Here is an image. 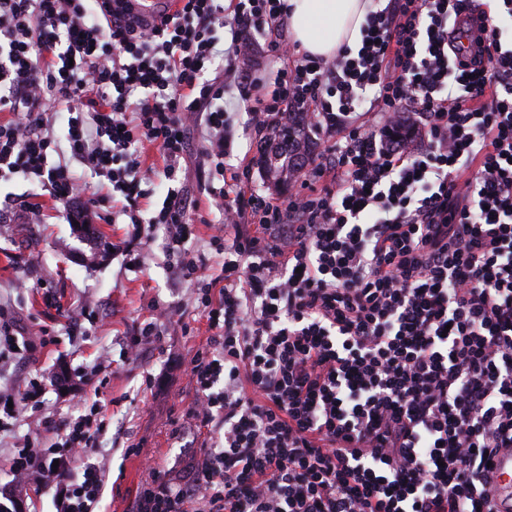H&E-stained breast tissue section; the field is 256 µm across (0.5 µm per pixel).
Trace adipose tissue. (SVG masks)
Wrapping results in <instances>:
<instances>
[{
	"label": "adipose tissue",
	"instance_id": "adipose-tissue-1",
	"mask_svg": "<svg viewBox=\"0 0 512 512\" xmlns=\"http://www.w3.org/2000/svg\"><path fill=\"white\" fill-rule=\"evenodd\" d=\"M291 35L311 57L356 48L370 0H286Z\"/></svg>",
	"mask_w": 512,
	"mask_h": 512
}]
</instances>
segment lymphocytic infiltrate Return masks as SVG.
Listing matches in <instances>:
<instances>
[{
	"label": "lymphocytic infiltrate",
	"mask_w": 512,
	"mask_h": 512,
	"mask_svg": "<svg viewBox=\"0 0 512 512\" xmlns=\"http://www.w3.org/2000/svg\"><path fill=\"white\" fill-rule=\"evenodd\" d=\"M285 15L284 0H184L148 25L131 0H0V175L37 182L68 222L127 225L109 247L137 271L163 226L209 332L187 417L216 440L186 479L152 468L134 512H495L487 463L512 448V47L474 0H375L358 50L331 61L289 45ZM222 29L230 62L210 78ZM259 42L290 63L248 108L256 144L302 112L326 157L285 198L225 164L233 60ZM198 126L200 190L222 216L202 252L176 183ZM146 143L160 169L143 168ZM63 147L71 164L52 159ZM157 176L172 186L150 211ZM149 311L123 356L185 325ZM7 316L0 362L52 345ZM46 386L0 387L9 470L54 512H96L100 407L56 423Z\"/></svg>",
	"instance_id": "1"
}]
</instances>
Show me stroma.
Here are the masks:
<instances>
[{
	"mask_svg": "<svg viewBox=\"0 0 512 512\" xmlns=\"http://www.w3.org/2000/svg\"><path fill=\"white\" fill-rule=\"evenodd\" d=\"M30 182L15 177L0 180V216L12 230L0 235V303L7 305L15 325L31 336L47 328L58 345L43 349L35 363L10 364L9 374L25 377L48 373L61 365L79 370L108 357L115 364L110 385L99 397L109 426L94 446L96 458L108 459L110 475L101 506L104 512H131L137 489L158 465L171 478H186L209 435L187 421L194 390L185 372L187 361L205 345L203 320L190 321L189 333L164 337L163 352L150 351L135 365L120 362L116 337L132 333L148 314L150 302L167 306L186 302L189 292L172 284L162 264V235L154 233L142 272L121 270L119 260L103 251V243L122 237L119 224L99 223L92 233L68 223L63 208L49 196H36ZM37 198L39 221L28 211L7 207L9 198ZM55 306H48V299ZM81 316L87 333L73 336L60 310ZM156 377L151 390L141 391V370ZM137 441L138 454L125 453Z\"/></svg>",
	"mask_w": 512,
	"mask_h": 512,
	"instance_id": "35a3bbf8",
	"label": "stroma"
}]
</instances>
